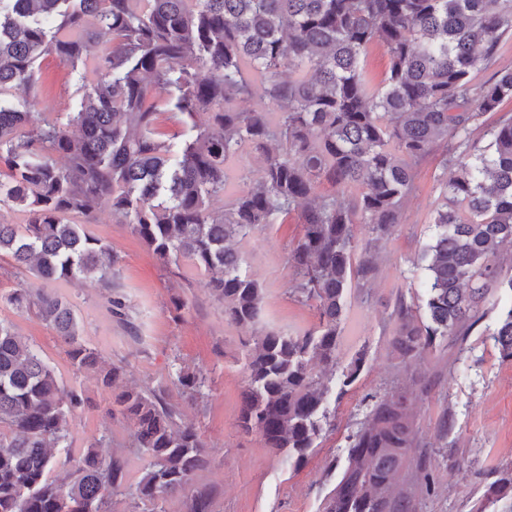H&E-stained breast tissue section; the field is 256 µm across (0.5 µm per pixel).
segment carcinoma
Returning <instances> with one entry per match:
<instances>
[{
	"label": "carcinoma",
	"mask_w": 512,
	"mask_h": 512,
	"mask_svg": "<svg viewBox=\"0 0 512 512\" xmlns=\"http://www.w3.org/2000/svg\"><path fill=\"white\" fill-rule=\"evenodd\" d=\"M8 2L10 14L0 12V161L9 175L0 205L22 207L26 219L0 223V254L16 269L45 282L93 277L111 287L118 258L86 231L107 205L164 265L189 258L216 272L208 288L225 317L253 326L263 288L242 273L232 242L300 212L301 237L288 260L295 294L314 303L318 326L258 335L239 417L265 447L287 451L291 466L328 424L329 388L312 364L336 365L346 292L374 272L370 251L355 259L352 226L368 225L375 242L391 237L429 157L442 153L449 177L423 256L427 323L401 313L396 349L411 358L438 336L458 341L499 305L500 289L512 291V277L494 260L512 251V113L497 119L487 145L469 139L487 114L512 107V69L483 83L472 77L512 36V0ZM375 43L389 57L378 86L362 68ZM93 48L97 78L67 127L6 98L39 84L42 55L74 66ZM257 92L265 108L231 105ZM164 104L189 126L177 150L157 128ZM246 148L260 153L263 175L228 195V162ZM324 182L335 195L316 196ZM7 302L55 329L75 371L100 369L108 389L124 375L119 365L99 368L100 355L80 340L78 317L56 290L19 288ZM491 340L512 358V304ZM177 382L200 397L201 373L181 371ZM115 404L149 458L131 495L155 506L191 489L209 453L197 430L179 422L181 410L134 388ZM81 405L82 396L60 386L0 322V512H105L124 487L127 459L103 456L102 438L65 481L49 477L53 449L64 446L68 418ZM414 444L405 400L377 403L351 440L326 512H406L407 496L390 489ZM211 504L198 489L186 512H211Z\"/></svg>",
	"instance_id": "carcinoma-1"
}]
</instances>
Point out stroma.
Returning a JSON list of instances; mask_svg holds the SVG:
<instances>
[{
    "label": "stroma",
    "instance_id": "obj_1",
    "mask_svg": "<svg viewBox=\"0 0 512 512\" xmlns=\"http://www.w3.org/2000/svg\"><path fill=\"white\" fill-rule=\"evenodd\" d=\"M37 64L41 83L14 91L13 98L35 102L50 119L67 124L80 107L82 85L95 77L93 67H74L53 55ZM440 172L433 159L419 166L418 189L389 240L372 242L366 225L353 227L358 244L373 254L375 271L346 296L336 365L327 371L331 427L296 468L285 453L265 448L257 432H245L239 415L257 333L299 335L318 322L315 310L293 292L296 276L288 253L301 235L297 215L234 243L243 257L242 272L264 288L261 318L246 327L226 319L223 304L207 288V271L187 259L162 265L110 208L88 225L118 257L112 285L87 279L59 285L58 291L73 306L86 346L106 363L122 366L126 385L163 390L166 402L180 408L182 423L198 429L210 463L194 484L212 491V512H325L352 436L376 402L398 395L406 398L416 434L394 481L407 493V512H475L492 483L512 476V359L503 358L489 337L497 311L488 312L464 341L440 338L413 358L403 357L392 342L400 310L418 321L425 318L422 255L442 202ZM37 285L17 273L9 256H0V321L38 352L65 389L83 398L68 421V447L54 451L52 475L64 479L88 443L103 436L102 455L123 453L128 482L136 484L148 458L132 447V426L115 409L113 391L103 388L95 373L73 370L68 347L52 326L5 301L15 289ZM115 297L126 305L124 316L112 312ZM355 363L356 378L345 382ZM182 367L205 377L198 401L175 384Z\"/></svg>",
    "mask_w": 512,
    "mask_h": 512
}]
</instances>
